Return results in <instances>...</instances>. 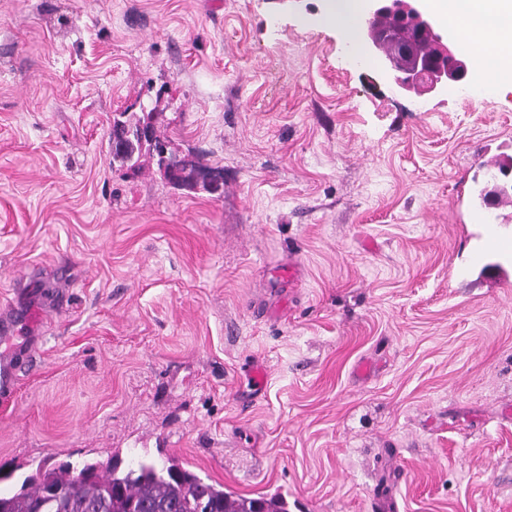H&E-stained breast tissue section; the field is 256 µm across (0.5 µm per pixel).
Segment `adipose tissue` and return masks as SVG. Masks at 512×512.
Here are the masks:
<instances>
[{
    "mask_svg": "<svg viewBox=\"0 0 512 512\" xmlns=\"http://www.w3.org/2000/svg\"><path fill=\"white\" fill-rule=\"evenodd\" d=\"M430 11L466 46L474 61L471 94L495 91L512 81V0H428ZM365 0H332L328 19L352 50L360 48Z\"/></svg>",
    "mask_w": 512,
    "mask_h": 512,
    "instance_id": "1",
    "label": "adipose tissue"
}]
</instances>
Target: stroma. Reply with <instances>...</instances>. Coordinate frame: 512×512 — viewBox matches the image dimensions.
<instances>
[{
    "mask_svg": "<svg viewBox=\"0 0 512 512\" xmlns=\"http://www.w3.org/2000/svg\"><path fill=\"white\" fill-rule=\"evenodd\" d=\"M327 13L0 0V492L171 457L288 512H512V206L474 218L512 89L401 93ZM121 111L221 195L114 161ZM19 378V365L16 360L0 359V397L2 399H7L14 393Z\"/></svg>",
    "mask_w": 512,
    "mask_h": 512,
    "instance_id": "1",
    "label": "stroma"
}]
</instances>
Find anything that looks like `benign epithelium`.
I'll list each match as a JSON object with an SVG mask.
<instances>
[{
  "mask_svg": "<svg viewBox=\"0 0 512 512\" xmlns=\"http://www.w3.org/2000/svg\"><path fill=\"white\" fill-rule=\"evenodd\" d=\"M371 3L366 22L365 36L369 50L380 56L388 68L393 83L403 92L416 95L440 93L452 84L461 83L467 76L470 62L456 43L439 28L436 20L420 5L422 0H368ZM412 26L427 38L432 46V56L424 58L415 53L409 42L399 45L398 53L387 51L397 41L398 28ZM119 139L135 137L141 141L151 137L146 123L127 126L118 131ZM160 170L171 182L178 180L183 169L192 165V158L179 156L166 144L153 147Z\"/></svg>",
  "mask_w": 512,
  "mask_h": 512,
  "instance_id": "1",
  "label": "benign epithelium"
}]
</instances>
